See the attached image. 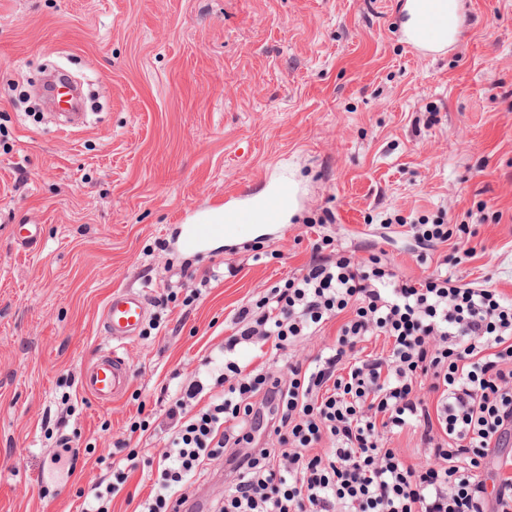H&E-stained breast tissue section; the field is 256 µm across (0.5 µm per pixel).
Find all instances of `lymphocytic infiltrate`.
<instances>
[{
  "label": "lymphocytic infiltrate",
  "mask_w": 512,
  "mask_h": 512,
  "mask_svg": "<svg viewBox=\"0 0 512 512\" xmlns=\"http://www.w3.org/2000/svg\"><path fill=\"white\" fill-rule=\"evenodd\" d=\"M451 258L414 280L377 256L316 257L241 306L216 360L222 393L197 379L166 411L170 444L134 512H180L192 479L227 464L217 512H512V299L460 284ZM347 314L332 347L275 376L240 364V344L297 338ZM374 336L388 353L362 355ZM419 435L425 463L387 437Z\"/></svg>",
  "instance_id": "f902f5d3"
}]
</instances>
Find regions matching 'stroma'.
Segmentation results:
<instances>
[{"label":"stroma","instance_id":"obj_1","mask_svg":"<svg viewBox=\"0 0 512 512\" xmlns=\"http://www.w3.org/2000/svg\"><path fill=\"white\" fill-rule=\"evenodd\" d=\"M404 2L0 0V512H82L133 451L110 506L132 512L173 391L209 371L238 307L314 256L381 253L420 279L452 249L422 253L410 226L443 214L476 231L455 276L512 298V0H461L454 43L425 58L401 35ZM51 67L91 81L86 125L25 114ZM282 173L299 193L287 233L181 247L186 214ZM13 224L41 241L15 247ZM126 287L169 300L102 408L74 381Z\"/></svg>","mask_w":512,"mask_h":512}]
</instances>
